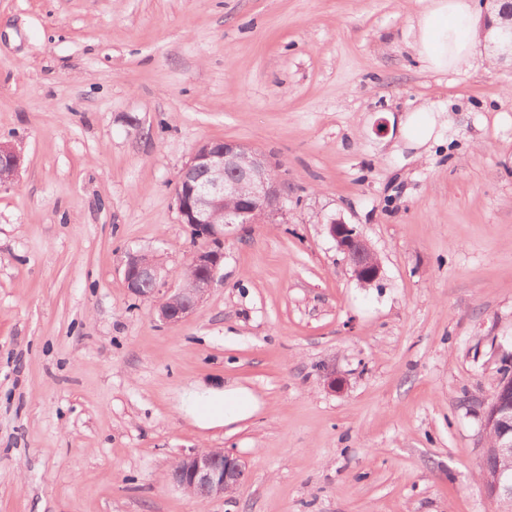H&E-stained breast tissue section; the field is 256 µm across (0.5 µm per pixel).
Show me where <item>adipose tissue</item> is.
<instances>
[{
	"instance_id": "adipose-tissue-1",
	"label": "adipose tissue",
	"mask_w": 512,
	"mask_h": 512,
	"mask_svg": "<svg viewBox=\"0 0 512 512\" xmlns=\"http://www.w3.org/2000/svg\"><path fill=\"white\" fill-rule=\"evenodd\" d=\"M490 39L471 0H430L415 19L412 49L428 69L458 72L471 66L477 46ZM255 409L252 394L243 388L207 394L195 406L199 420L206 424L240 421Z\"/></svg>"
}]
</instances>
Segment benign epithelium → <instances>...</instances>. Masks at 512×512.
I'll list each match as a JSON object with an SVG mask.
<instances>
[{
	"label": "benign epithelium",
	"mask_w": 512,
	"mask_h": 512,
	"mask_svg": "<svg viewBox=\"0 0 512 512\" xmlns=\"http://www.w3.org/2000/svg\"><path fill=\"white\" fill-rule=\"evenodd\" d=\"M23 157L11 144L0 143V188L18 176ZM283 186L270 160L237 141L209 140L200 144L177 177V209L184 224L193 225L211 245L193 253L189 264L196 273L194 287L166 288L167 277L139 253L128 254L123 280L128 291L152 299L166 324L191 316L214 283L224 259V227L229 224H275L282 216ZM327 232L343 254L354 278L365 287L381 278V265L365 237L341 220L327 224ZM484 429H495L497 443L486 452L482 487L497 503L512 504V471L500 466L512 459V375H504L483 409ZM246 464L224 449L197 450L181 458L170 474L171 482L206 499L220 497L245 477Z\"/></svg>",
	"instance_id": "obj_1"
}]
</instances>
